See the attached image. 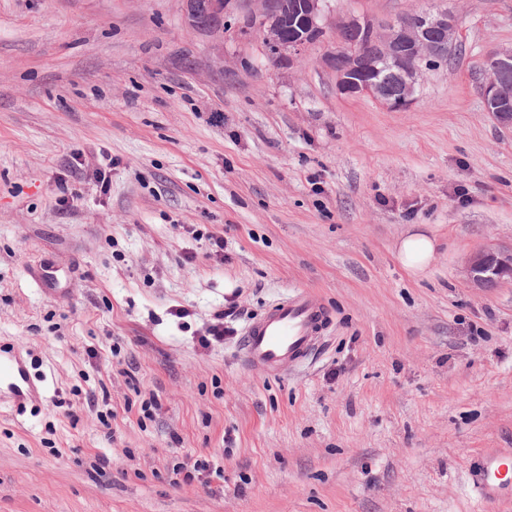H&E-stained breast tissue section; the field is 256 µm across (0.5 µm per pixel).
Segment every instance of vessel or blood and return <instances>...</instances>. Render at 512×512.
Returning <instances> with one entry per match:
<instances>
[{"label": "vessel or blood", "mask_w": 512, "mask_h": 512, "mask_svg": "<svg viewBox=\"0 0 512 512\" xmlns=\"http://www.w3.org/2000/svg\"><path fill=\"white\" fill-rule=\"evenodd\" d=\"M330 320V310L317 293L293 291L250 319L240 338V358L265 375L287 374L319 348ZM40 396L23 352L0 348V403L19 408ZM476 489L487 501L512 496V454L485 453L477 465Z\"/></svg>", "instance_id": "obj_1"}]
</instances>
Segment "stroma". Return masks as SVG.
<instances>
[{
    "label": "stroma",
    "mask_w": 512,
    "mask_h": 512,
    "mask_svg": "<svg viewBox=\"0 0 512 512\" xmlns=\"http://www.w3.org/2000/svg\"><path fill=\"white\" fill-rule=\"evenodd\" d=\"M444 8L456 55L392 111L337 94L334 32L275 60L251 0L220 30L184 0H0V341L43 381L0 408V512H512L471 477L512 452V282L461 274L512 244V128L480 95L512 0L327 17ZM416 230L418 277L395 256ZM300 288L332 315L315 356L243 366L239 332ZM189 457L221 475L178 481ZM434 254L435 241L421 232L404 237L396 249V257L400 264L415 276L425 272Z\"/></svg>",
    "instance_id": "stroma-1"
}]
</instances>
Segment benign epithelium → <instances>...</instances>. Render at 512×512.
Instances as JSON below:
<instances>
[{
    "label": "benign epithelium",
    "instance_id": "obj_1",
    "mask_svg": "<svg viewBox=\"0 0 512 512\" xmlns=\"http://www.w3.org/2000/svg\"><path fill=\"white\" fill-rule=\"evenodd\" d=\"M256 10L249 28L268 52L292 64L326 35L327 0H253ZM238 0H185L192 27L222 28L224 18ZM341 41L350 37L367 41L370 50L341 52L322 57L335 78L336 93L345 97L368 96L393 111L409 109L417 99L426 70L448 61L456 46L459 20L451 10L420 11L377 21L365 15H346L335 23ZM493 71L481 86L487 112L505 128L512 127V47L489 55ZM463 273L475 288L512 281V248L485 245L466 258Z\"/></svg>",
    "mask_w": 512,
    "mask_h": 512
}]
</instances>
